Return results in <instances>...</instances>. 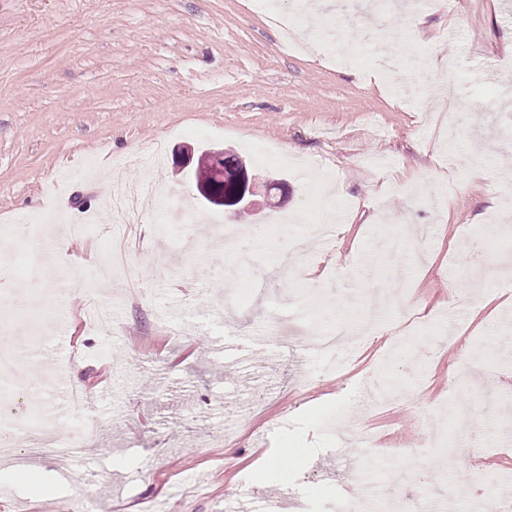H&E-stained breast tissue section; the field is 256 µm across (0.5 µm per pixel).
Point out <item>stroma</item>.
Segmentation results:
<instances>
[{
  "instance_id": "1",
  "label": "stroma",
  "mask_w": 512,
  "mask_h": 512,
  "mask_svg": "<svg viewBox=\"0 0 512 512\" xmlns=\"http://www.w3.org/2000/svg\"><path fill=\"white\" fill-rule=\"evenodd\" d=\"M370 2L296 16L310 47L295 52L274 21L293 0H0V274L59 301L43 338L61 321L75 337L72 358L18 356L0 420L25 414L26 379L51 375L37 422L77 448L66 466L43 453V484L0 474V512H228L285 488L298 512H340V487L356 502L365 479L439 459L436 494L501 498L512 287L471 273L512 240V112L482 103L512 88V0ZM385 41L405 50L369 77ZM444 76L449 129L428 103ZM156 141L161 167L114 168ZM186 145L235 149L287 183L286 202L239 221L211 209L174 165ZM121 182L156 201L141 223L103 204ZM326 209L339 219L319 235ZM58 237L67 272L49 261ZM90 298L110 325L89 322ZM422 307L431 320L390 343ZM343 319L339 371L315 340ZM230 333L235 350H218ZM104 368L109 394L65 398L96 392ZM285 447L295 465L266 475Z\"/></svg>"
}]
</instances>
